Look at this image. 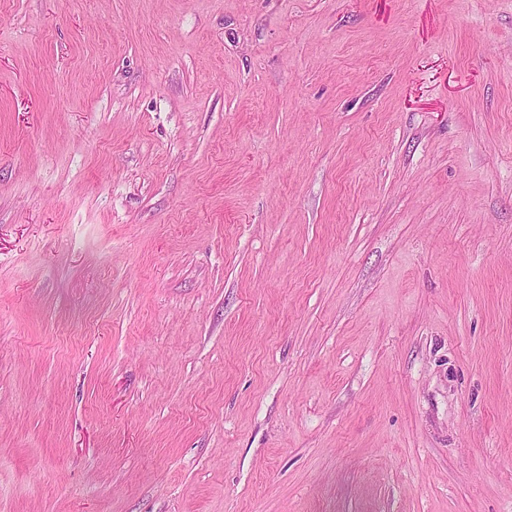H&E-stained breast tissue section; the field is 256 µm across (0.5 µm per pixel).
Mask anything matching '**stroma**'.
<instances>
[{
	"label": "stroma",
	"mask_w": 512,
	"mask_h": 512,
	"mask_svg": "<svg viewBox=\"0 0 512 512\" xmlns=\"http://www.w3.org/2000/svg\"><path fill=\"white\" fill-rule=\"evenodd\" d=\"M0 512H512V0H0Z\"/></svg>",
	"instance_id": "35a3bbf8"
}]
</instances>
